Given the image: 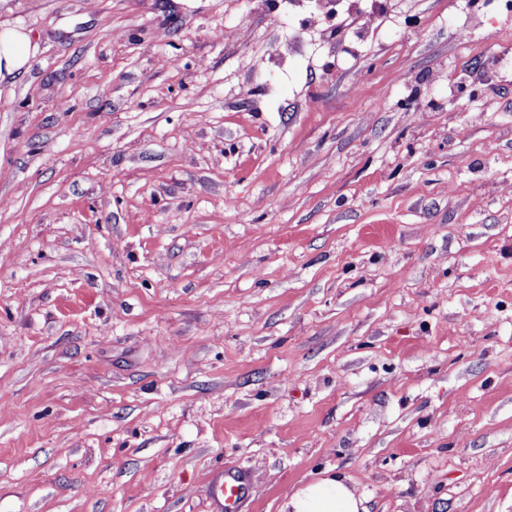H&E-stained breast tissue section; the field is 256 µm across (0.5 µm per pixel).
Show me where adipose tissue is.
I'll list each match as a JSON object with an SVG mask.
<instances>
[{"label":"adipose tissue","mask_w":512,"mask_h":512,"mask_svg":"<svg viewBox=\"0 0 512 512\" xmlns=\"http://www.w3.org/2000/svg\"><path fill=\"white\" fill-rule=\"evenodd\" d=\"M34 51L24 28L1 30L0 81L24 70ZM281 512H366V508L344 477L332 475L304 486L284 503Z\"/></svg>","instance_id":"adipose-tissue-1"}]
</instances>
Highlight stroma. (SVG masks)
I'll use <instances>...</instances> for the list:
<instances>
[{
    "label": "stroma",
    "instance_id": "35a3bbf8",
    "mask_svg": "<svg viewBox=\"0 0 512 512\" xmlns=\"http://www.w3.org/2000/svg\"><path fill=\"white\" fill-rule=\"evenodd\" d=\"M0 0V512H512V10ZM34 51L30 34L24 28L0 30V81L24 70ZM251 474L245 470L223 471L213 480L212 499L217 512H244L243 503L247 497ZM363 503L344 477L332 475L304 486L284 503L280 512H366Z\"/></svg>",
    "mask_w": 512,
    "mask_h": 512
}]
</instances>
